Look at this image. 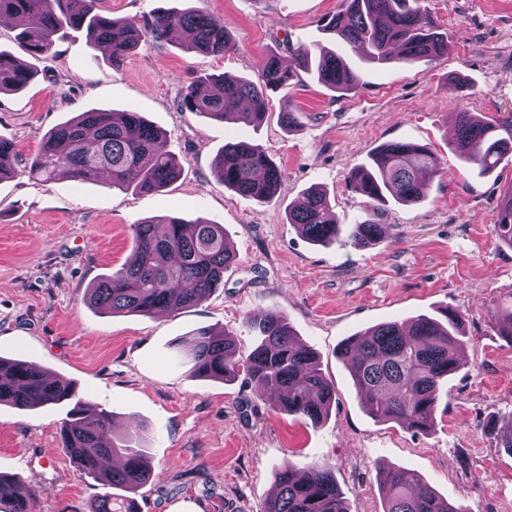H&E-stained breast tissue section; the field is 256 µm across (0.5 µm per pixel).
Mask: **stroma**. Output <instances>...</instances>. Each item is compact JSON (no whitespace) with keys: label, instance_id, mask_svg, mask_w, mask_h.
I'll return each mask as SVG.
<instances>
[{"label":"stroma","instance_id":"stroma-1","mask_svg":"<svg viewBox=\"0 0 512 512\" xmlns=\"http://www.w3.org/2000/svg\"><path fill=\"white\" fill-rule=\"evenodd\" d=\"M206 2L223 16L234 47L224 55L187 52L185 39L145 40L120 68L84 33L58 40L49 58H28V86L0 93V135L20 163L45 134L78 113L140 112L165 134L181 177L159 192L26 175L0 180V357L40 363L73 383L79 396L110 412L117 432L143 427L151 462L137 498L143 512H262L285 462L329 463L348 512H384L378 470L420 475L464 512H512V452L484 432L488 419L512 429V343L496 323L512 310V249L494 232L512 160L482 173L454 151L460 110L512 114V0H428L448 50L415 65L376 66L356 53V90L335 93L312 76L271 97L262 123H223L181 111L179 94L211 74L256 79L272 52L317 41L342 50L321 20L338 0H97L103 13L151 22L159 8ZM302 125L283 128L284 108ZM266 148L286 172L276 195L260 203L226 188L213 171L224 143ZM429 147L440 161L425 198L390 203L380 223L389 238L374 246L312 244L288 224V208L318 185L341 224L366 217L347 187L351 170L386 143ZM165 217L223 225L236 257L224 284L200 305L153 316L105 314L86 288L134 253L132 224ZM279 310L297 340L313 349L336 390L316 425L274 409L246 377L194 378L188 335L229 331L237 357L253 348L250 318ZM463 316L460 367L441 388L433 429L415 433L363 411L340 345L391 320L410 322L442 309ZM69 405L21 411L0 405V471L33 485L37 512H89L100 492L67 455L59 430Z\"/></svg>","mask_w":512,"mask_h":512}]
</instances>
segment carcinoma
Wrapping results in <instances>:
<instances>
[{"label": "carcinoma", "instance_id": "cac0c4a2", "mask_svg": "<svg viewBox=\"0 0 512 512\" xmlns=\"http://www.w3.org/2000/svg\"><path fill=\"white\" fill-rule=\"evenodd\" d=\"M0 20L20 29V49L40 58L68 29L82 30L93 46L109 50L112 66H120L150 37L160 40L174 31L190 34L185 49L222 56L232 49L224 18L203 8L158 10L143 27L101 13L96 0H0ZM321 27L334 32L350 48H362L365 60L376 65L396 62L414 65L434 58L446 48V37L426 7V0H339L336 14ZM299 69L317 78L333 92L358 87V73L339 54L318 45L290 49ZM34 76L12 53L0 51V93L27 86ZM298 73L283 67L276 54L265 58L258 80L220 75L204 79L208 89L191 85L181 91L185 112L228 122L250 106L253 122L266 117L271 94L290 84ZM163 132L139 113L90 110L52 128L24 172L43 182L68 176L96 182L111 175L112 186L142 193L169 186L182 164L161 150ZM454 146L465 160L484 171L495 169L512 155V115L485 118L473 112L456 113ZM14 143L0 137V179L15 176ZM224 186L239 195L264 202L285 180V171L265 149L228 141L213 160ZM439 172V159L424 145L397 141L382 145L370 163L348 176L350 188L365 199L367 218L348 230L329 218L325 192L313 187L301 205L288 209V223L311 242L329 244L346 237L356 245L382 242L392 225L373 216L394 200L417 204L424 199L427 180ZM134 259L94 287L86 301L111 314L152 315L169 309L197 306L224 283V270L235 253L220 224L188 222L177 217L146 220L130 226ZM498 239L512 248V187L501 202L494 225ZM252 325L259 341L245 360L234 358L229 333L209 327L190 337L191 372L200 378L228 381L245 374L273 390L279 411L312 423L319 422L335 401L333 386L323 376L313 351L298 343L285 317L266 309ZM462 316L445 310L440 318L420 316L410 324L381 323L342 344L339 358L347 366L362 408L382 422L400 423L416 433L431 430L438 393L460 366L457 351L463 345ZM72 405L60 429L61 447L85 476L105 492L96 496L90 512H129V493L143 487L151 466L137 435H118L112 416L77 397L75 386L25 359H0V405L18 410L38 406ZM384 512H464L437 495L421 477L396 468L379 471ZM277 494L264 512H347L336 484L334 468L311 464L303 470L287 462L276 474ZM36 491L9 474L0 473V512H36Z\"/></svg>", "mask_w": 512, "mask_h": 512}]
</instances>
